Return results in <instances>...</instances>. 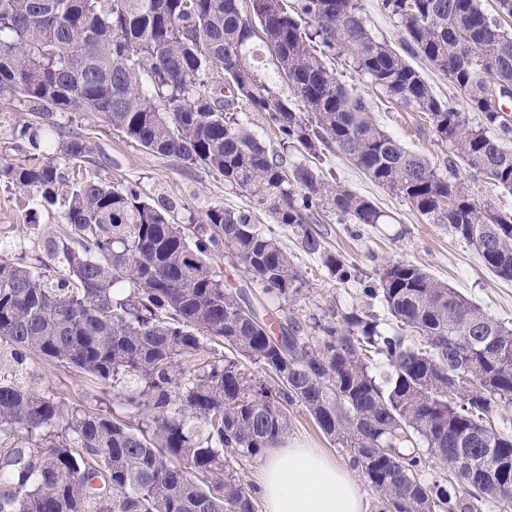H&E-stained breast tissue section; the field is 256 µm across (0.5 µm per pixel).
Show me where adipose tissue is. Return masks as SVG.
<instances>
[{
  "label": "adipose tissue",
  "instance_id": "1",
  "mask_svg": "<svg viewBox=\"0 0 512 512\" xmlns=\"http://www.w3.org/2000/svg\"><path fill=\"white\" fill-rule=\"evenodd\" d=\"M263 512H364L350 471L320 449L270 448L260 474Z\"/></svg>",
  "mask_w": 512,
  "mask_h": 512
}]
</instances>
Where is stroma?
Returning <instances> with one entry per match:
<instances>
[{
	"mask_svg": "<svg viewBox=\"0 0 512 512\" xmlns=\"http://www.w3.org/2000/svg\"><path fill=\"white\" fill-rule=\"evenodd\" d=\"M348 82L356 84L368 99L376 122L408 149L442 162L448 150L422 126L417 113L407 111L372 87L366 80L351 74ZM43 127L54 124L66 136L74 137L87 148L86 161L71 173L72 179L97 176L115 184L129 182L139 186L143 196L166 199L176 205L180 223L201 217L211 206L251 210L257 220L270 226L274 235L291 253L306 282L288 307L300 320L335 309L371 310L379 319L387 314L381 305H367L357 283L342 284L331 278L319 257L305 253L297 240L264 212L258 211L245 192L225 186L223 177L201 167L188 168L171 157L153 153L112 128L101 116L90 112H56L42 118L30 106L0 101V150L14 145L12 127L17 121ZM325 176L371 200L384 214L380 224H340L326 218L315 231L328 251L357 267L363 276H372L378 265L388 260H405L448 283L480 305L498 320L512 324V281L493 275L483 264L476 249L452 234L443 224L428 223L411 205L386 188L367 178L350 161L335 154H325L319 163ZM67 230L58 209L41 206L38 199L0 185V241L7 250L0 257L18 261L32 252L43 250L48 239L62 238ZM24 380L29 387L54 394L68 404H80L92 411L115 408L111 388L58 362L32 356L26 361ZM291 430L287 441L322 449L337 463L350 467L365 497V512H382L378 493L369 484L360 467L354 466L348 450L340 448L303 410L290 411Z\"/></svg>",
	"mask_w": 512,
	"mask_h": 512,
	"instance_id": "stroma-1",
	"label": "stroma"
}]
</instances>
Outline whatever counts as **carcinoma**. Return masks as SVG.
I'll return each mask as SVG.
<instances>
[{"label":"carcinoma","mask_w":512,"mask_h":512,"mask_svg":"<svg viewBox=\"0 0 512 512\" xmlns=\"http://www.w3.org/2000/svg\"><path fill=\"white\" fill-rule=\"evenodd\" d=\"M381 7L477 124L372 34L361 0H0V100L103 116L145 149L224 177L336 281L358 280L310 225L378 224L382 212L268 149L231 113L244 104L282 144L343 155L512 281V211L481 206L458 175L461 164L512 191V120L499 106L512 87V0L491 13L482 0ZM255 38L279 49L292 97L260 78ZM336 55L426 116L450 148L443 163L375 122L325 62ZM12 137L23 156L0 154V183L45 206L64 200L68 232L23 262L0 257V512H256L237 466L284 441L294 406L350 450L383 512H478L490 478L512 486V431H492L512 405L511 326L407 261L363 283L389 329L356 309L282 318L304 281L251 211L211 206L190 234L132 183L70 181L87 149L56 127L19 123ZM220 249L243 265L244 285L227 287L210 264ZM204 338L225 353L205 354ZM28 355L112 387L137 423L24 385ZM430 461L448 475L422 480Z\"/></svg>","instance_id":"1"}]
</instances>
